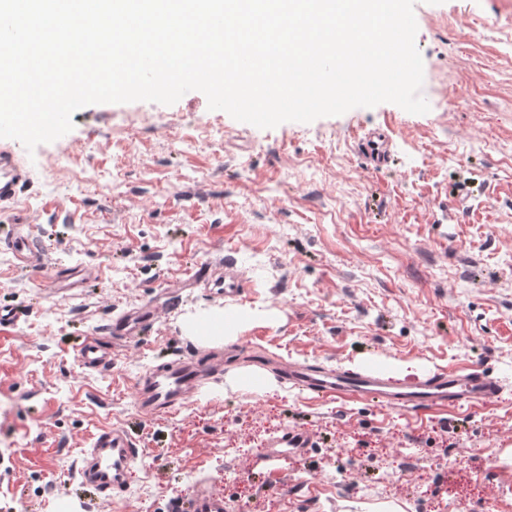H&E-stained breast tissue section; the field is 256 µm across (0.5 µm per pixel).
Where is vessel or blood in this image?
I'll use <instances>...</instances> for the list:
<instances>
[{
  "instance_id": "b4317fda",
  "label": "vessel or blood",
  "mask_w": 512,
  "mask_h": 512,
  "mask_svg": "<svg viewBox=\"0 0 512 512\" xmlns=\"http://www.w3.org/2000/svg\"><path fill=\"white\" fill-rule=\"evenodd\" d=\"M32 176L19 161L13 148L0 144V213L12 209ZM18 268L32 272L46 267L44 253L37 250L28 236L20 234L7 240ZM223 270L211 266L200 269L201 279L224 296L237 297L246 290L247 278L231 259H224ZM155 318L150 307H142L113 320L107 330L113 336L130 337ZM224 372V360L211 352L192 350L186 356L154 366L141 375L134 388L138 409L145 415L162 418L176 412L194 399L212 380ZM281 378L319 398L376 401L420 416L448 408L479 407L494 397L502 387L481 364L428 373L395 386L372 368L342 370L307 363L292 362L279 371ZM313 437L305 429L290 427L272 438L267 458L283 453H300L313 447ZM140 459L134 437L125 424L103 426L92 437L80 459L78 476L84 485L113 496L127 487V474ZM167 512H230L229 501L199 484L190 497L170 499Z\"/></svg>"
}]
</instances>
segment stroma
Returning a JSON list of instances; mask_svg holds the SVG:
<instances>
[{
  "label": "stroma",
  "instance_id": "obj_1",
  "mask_svg": "<svg viewBox=\"0 0 512 512\" xmlns=\"http://www.w3.org/2000/svg\"><path fill=\"white\" fill-rule=\"evenodd\" d=\"M414 13L427 113L382 103L260 129L191 91L85 106L24 156L28 222L0 214V237L29 235L49 267L22 272L0 250V307L19 316L0 327V512H165L202 479L232 512H512V0H416ZM375 129L393 151L379 171L358 150ZM219 253L250 280L241 299L188 283ZM72 267L90 278L67 288L54 273ZM146 304L151 333L104 334ZM219 312L241 319L220 343L223 378L172 415L141 413L139 375L190 352L187 323ZM90 337L110 369L82 365ZM273 357L396 381L479 362L502 393L418 418L312 402L270 374ZM117 421L142 462L109 500L75 474ZM291 424L315 447L266 461ZM269 467L289 491L262 488Z\"/></svg>",
  "mask_w": 512,
  "mask_h": 512
}]
</instances>
